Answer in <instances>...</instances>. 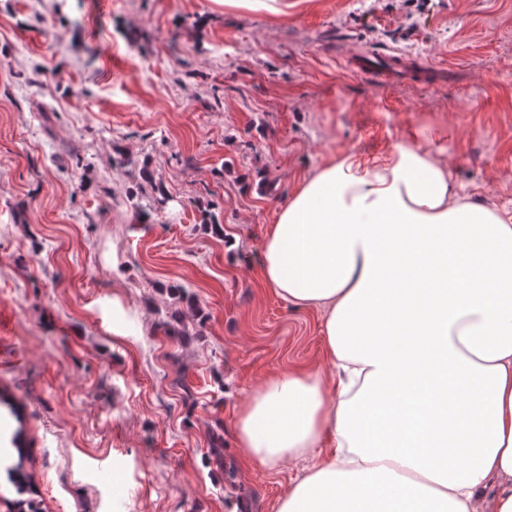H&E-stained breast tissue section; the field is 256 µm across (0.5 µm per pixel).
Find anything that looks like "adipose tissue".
Returning <instances> with one entry per match:
<instances>
[{
  "mask_svg": "<svg viewBox=\"0 0 512 512\" xmlns=\"http://www.w3.org/2000/svg\"><path fill=\"white\" fill-rule=\"evenodd\" d=\"M265 287L321 311L330 375L270 376L241 409L257 465L328 458L279 512H512V216L406 142L331 156L279 209Z\"/></svg>",
  "mask_w": 512,
  "mask_h": 512,
  "instance_id": "1",
  "label": "adipose tissue"
}]
</instances>
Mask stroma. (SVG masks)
I'll list each match as a JSON object with an SVG mask.
<instances>
[{"instance_id":"stroma-1","label":"stroma","mask_w":512,"mask_h":512,"mask_svg":"<svg viewBox=\"0 0 512 512\" xmlns=\"http://www.w3.org/2000/svg\"><path fill=\"white\" fill-rule=\"evenodd\" d=\"M288 3L0 0V391L44 512H278L326 456L257 466L236 421L325 364L258 260L333 154L420 145L512 212V0Z\"/></svg>"}]
</instances>
